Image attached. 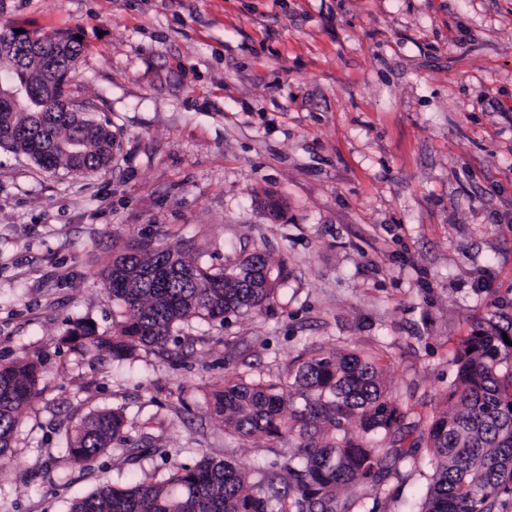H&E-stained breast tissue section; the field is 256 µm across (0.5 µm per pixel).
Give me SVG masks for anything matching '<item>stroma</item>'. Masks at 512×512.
<instances>
[{"label":"stroma","instance_id":"obj_1","mask_svg":"<svg viewBox=\"0 0 512 512\" xmlns=\"http://www.w3.org/2000/svg\"><path fill=\"white\" fill-rule=\"evenodd\" d=\"M5 23L80 33L68 93L117 146L82 174L0 148V362L43 370L0 512H69L205 456L289 455L284 437L226 438L207 401L329 353L381 357L411 444L472 326L512 317V0H0ZM146 235L215 269L262 251L288 276L270 307L190 320L163 351L60 344L126 319L102 272ZM106 409L150 456L68 459L66 433ZM433 473L416 448L352 512H417Z\"/></svg>","mask_w":512,"mask_h":512}]
</instances>
